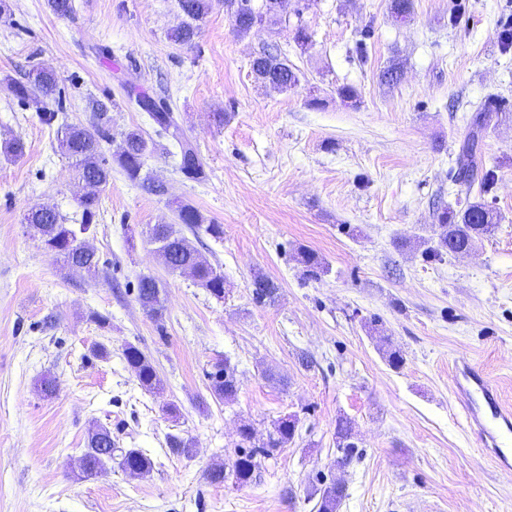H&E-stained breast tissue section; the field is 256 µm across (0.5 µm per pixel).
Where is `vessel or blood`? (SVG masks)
<instances>
[{"label": "vessel or blood", "mask_w": 512, "mask_h": 512, "mask_svg": "<svg viewBox=\"0 0 512 512\" xmlns=\"http://www.w3.org/2000/svg\"><path fill=\"white\" fill-rule=\"evenodd\" d=\"M452 387L484 447L506 462L512 457V410L502 405L491 382L471 365L456 368Z\"/></svg>", "instance_id": "obj_1"}]
</instances>
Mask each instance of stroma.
<instances>
[{"label": "stroma", "mask_w": 512, "mask_h": 512, "mask_svg": "<svg viewBox=\"0 0 512 512\" xmlns=\"http://www.w3.org/2000/svg\"><path fill=\"white\" fill-rule=\"evenodd\" d=\"M75 4L59 17L46 0H10L0 16V143L25 144L21 158L0 157V512H317L334 481L345 487L338 512H512V466L482 449L451 390L453 366L468 363L512 406V50L499 42L512 0H413L404 21L391 0H286L280 30L245 36L219 7L190 47L168 37L184 19L177 0ZM300 23L313 33L304 50L291 38ZM270 44L299 76L288 90L252 70ZM41 66L59 77L61 118L89 124L93 102L105 103L104 156L141 130L147 167L168 186L159 198L113 168L90 237L94 276L46 254L23 221L49 206L77 223L87 191L56 125L9 90ZM391 66L397 83L381 84ZM345 86L356 102L341 98ZM139 93L174 113L203 179L179 172L178 145L138 108ZM489 98L506 105L479 142L496 172L485 196L501 216L494 234L441 262L396 248L430 235L463 198L456 159L468 117ZM174 201L224 227L222 238H192L223 272V300L171 273L146 234L174 223ZM301 247L330 273L304 278ZM258 271L278 285L274 302L254 300ZM142 275L165 289L162 317L136 299ZM128 343L151 360L162 393L140 387L122 356ZM388 343L403 352L401 368L385 362ZM224 359L238 381L229 402L207 377ZM288 415L295 437L261 459L256 480H207L234 458L242 424L263 434ZM341 418L363 451L343 468ZM96 424L116 447L151 457V471L112 462L80 478ZM172 434L193 440L192 456L173 453Z\"/></svg>", "instance_id": "35a3bbf8"}]
</instances>
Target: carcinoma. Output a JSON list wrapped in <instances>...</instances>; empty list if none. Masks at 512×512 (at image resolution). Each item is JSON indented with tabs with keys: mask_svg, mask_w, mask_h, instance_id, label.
Segmentation results:
<instances>
[{
	"mask_svg": "<svg viewBox=\"0 0 512 512\" xmlns=\"http://www.w3.org/2000/svg\"><path fill=\"white\" fill-rule=\"evenodd\" d=\"M179 7L188 21L169 34L170 40L180 45H190L198 34L199 23L202 22L216 7L218 0H178ZM251 6L240 10L232 16L235 31L245 36L253 29V13L256 5L248 0ZM252 67L262 74V80L275 89H283L298 82V76L288 61L272 52H264L254 59ZM57 88V75L49 68H40L28 75L23 81L10 83L12 94L19 100L43 103L51 97ZM500 104L485 101L476 112L470 115L468 134L465 137L457 156L456 181L466 186V196L472 191L479 194L489 192L496 180L495 170L486 167L479 153V138L491 124L497 122ZM106 104L99 103L95 108V121L91 127H79L65 124L58 138L62 153L71 161L79 179L85 180L95 187L97 192L78 198L81 209V221L68 224L65 218L52 208L35 207L24 214V223L33 229L43 249L60 259L68 266H83L88 274L99 271V258L90 244L89 235L93 219L99 203V193L106 190L112 177V165L102 158V142L110 139L106 128ZM156 126L162 131H173L174 139L181 148L179 169L181 173L193 180L204 177L205 169L197 148L179 127L172 112L159 105L152 112ZM151 154V146L138 130H130L123 136L121 151L115 156V164L126 178L140 185L147 193L162 197L166 194L163 180L144 173L146 161ZM174 213L177 223L184 224L196 232L205 227V232L214 238L224 234L221 224H204L205 218L194 206L177 202ZM499 223L497 212L481 200H469L466 206L458 211L445 210L438 215V224L434 225V236L428 239H400L397 247L422 249V256L430 260H440L448 254H462L471 251L476 243L490 235ZM153 239L161 242L170 257L169 269L182 276L190 277L197 285L205 288L211 296L218 300L224 299V275L217 268L199 260L198 250L185 235L177 232L170 224L153 225ZM298 263L302 274L307 278H319L330 272L329 263L316 251L301 248L298 250ZM278 287L268 277L257 274L252 280V295L256 302L273 301L277 297ZM138 302L156 316L163 313L164 306L160 298V287L157 281L143 275L137 283ZM123 358L134 371L140 386L147 391H159L163 382L156 369L147 360L138 347L127 344L123 349ZM210 388L213 394L221 399H230L238 391V383L234 369L227 362H217L208 373ZM296 420L287 417L273 424V430L266 438L254 445L255 430L249 424L239 427L242 443L250 444L237 454L231 466L218 465L208 472V479L214 483L223 482L232 476L235 482L244 485L256 478L259 468L258 458L267 457L285 447L293 440ZM336 446L341 456L336 463L347 466L358 457L359 451L353 441L352 422L340 419L336 422ZM119 453L120 465L124 470L143 472L152 468V460L136 448H114L112 432L98 426L88 433L87 448L81 457L82 472L85 476H96L104 466L103 451ZM344 497V487L332 482L321 492L318 512H337Z\"/></svg>",
	"mask_w": 512,
	"mask_h": 512,
	"instance_id": "carcinoma-1",
	"label": "carcinoma"
}]
</instances>
